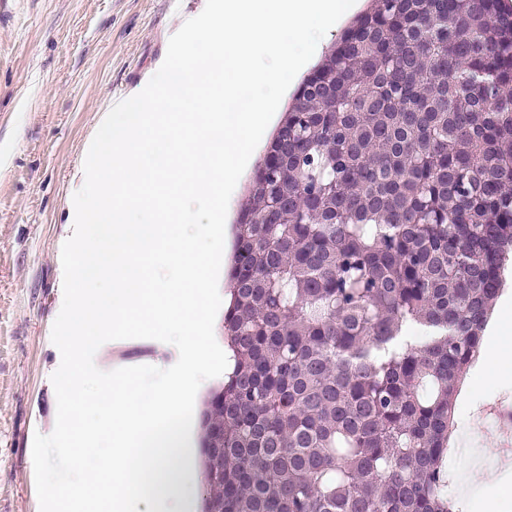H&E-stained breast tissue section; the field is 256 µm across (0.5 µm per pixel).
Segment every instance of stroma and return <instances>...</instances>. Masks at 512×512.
Instances as JSON below:
<instances>
[{"mask_svg": "<svg viewBox=\"0 0 512 512\" xmlns=\"http://www.w3.org/2000/svg\"><path fill=\"white\" fill-rule=\"evenodd\" d=\"M205 3L9 0L0 11V512H40L32 443L56 422L51 331L88 142L113 96L145 87L170 36ZM481 347L499 373L469 370L473 392L454 411L468 434L483 406L512 399V310Z\"/></svg>", "mask_w": 512, "mask_h": 512, "instance_id": "1", "label": "stroma"}]
</instances>
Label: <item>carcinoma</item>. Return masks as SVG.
Instances as JSON below:
<instances>
[{
	"mask_svg": "<svg viewBox=\"0 0 512 512\" xmlns=\"http://www.w3.org/2000/svg\"><path fill=\"white\" fill-rule=\"evenodd\" d=\"M512 11L372 0L237 219L211 512H458L456 392L512 254Z\"/></svg>",
	"mask_w": 512,
	"mask_h": 512,
	"instance_id": "carcinoma-1",
	"label": "carcinoma"
}]
</instances>
